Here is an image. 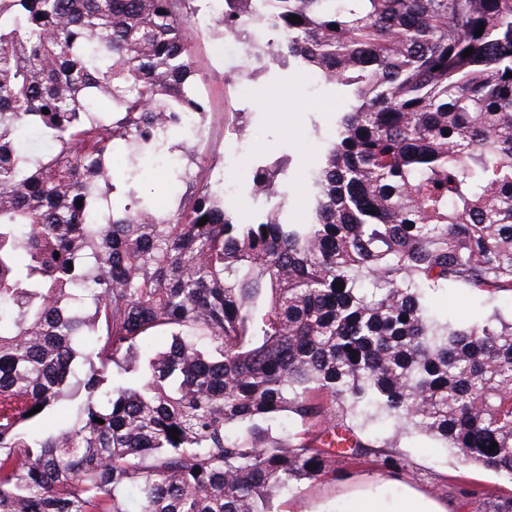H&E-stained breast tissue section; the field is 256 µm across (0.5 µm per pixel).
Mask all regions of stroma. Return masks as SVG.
Listing matches in <instances>:
<instances>
[{
  "label": "stroma",
  "mask_w": 512,
  "mask_h": 512,
  "mask_svg": "<svg viewBox=\"0 0 512 512\" xmlns=\"http://www.w3.org/2000/svg\"><path fill=\"white\" fill-rule=\"evenodd\" d=\"M190 55L199 77L198 88L211 112L197 153L212 178L221 181L226 205L242 218L256 210L252 197L257 165L283 161L288 169V197L300 206L307 193L308 174L323 149L341 102L332 85L309 83L305 71L268 61L258 75L244 70L243 44L233 37L213 35L210 0H195ZM430 306L455 320L498 312L512 316V295L494 299L472 295L464 288H448L430 295ZM402 444L421 473L417 480H398L366 466L340 463L335 474L300 484L293 494L279 498V512H350L362 497L371 498L381 512H477V504L463 498L460 487L478 485L501 495L512 483L475 466H462L423 438ZM448 484L438 493L435 479Z\"/></svg>",
  "instance_id": "1"
}]
</instances>
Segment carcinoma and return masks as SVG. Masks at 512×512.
Here are the masks:
<instances>
[{
	"label": "carcinoma",
	"instance_id": "carcinoma-1",
	"mask_svg": "<svg viewBox=\"0 0 512 512\" xmlns=\"http://www.w3.org/2000/svg\"><path fill=\"white\" fill-rule=\"evenodd\" d=\"M193 2L0 0V512H273L338 460L419 478L410 435L512 476V318L428 304L512 293V0H221L247 68L343 98L301 222L284 166L244 222L198 162ZM140 184L146 193L152 192L156 195L164 196L166 192H171V187L167 184L164 174L159 168H146ZM430 306L441 315L455 320H467L477 313L490 314L497 311L504 318L512 316V297L503 293L493 300L475 296L465 288L438 290L430 295Z\"/></svg>",
	"mask_w": 512,
	"mask_h": 512
}]
</instances>
